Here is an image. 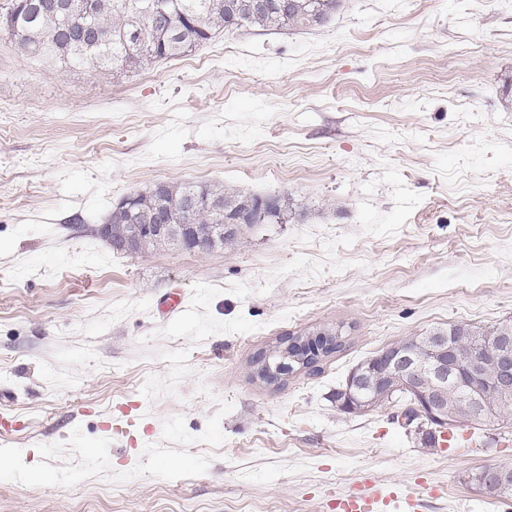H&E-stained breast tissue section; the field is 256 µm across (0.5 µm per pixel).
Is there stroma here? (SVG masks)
Here are the masks:
<instances>
[{
  "label": "stroma",
  "instance_id": "obj_1",
  "mask_svg": "<svg viewBox=\"0 0 512 512\" xmlns=\"http://www.w3.org/2000/svg\"><path fill=\"white\" fill-rule=\"evenodd\" d=\"M340 3L107 78L0 35V392L22 451L0 512H329L364 479L422 512H512L469 480L512 464L501 424L428 447L397 408L334 400L396 342L512 320V0ZM159 181L292 207L232 249L113 251L96 228ZM336 326L340 352L254 376L279 337Z\"/></svg>",
  "mask_w": 512,
  "mask_h": 512
}]
</instances>
